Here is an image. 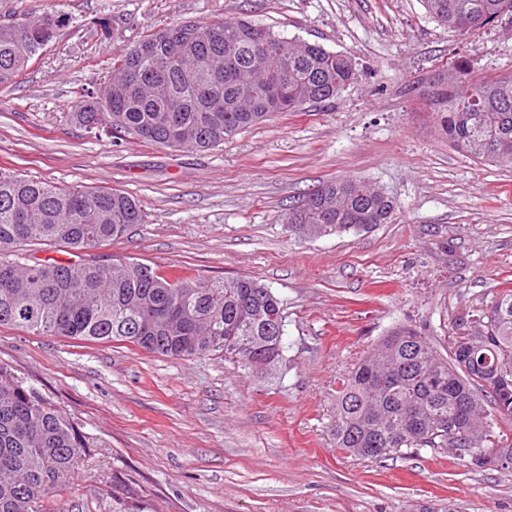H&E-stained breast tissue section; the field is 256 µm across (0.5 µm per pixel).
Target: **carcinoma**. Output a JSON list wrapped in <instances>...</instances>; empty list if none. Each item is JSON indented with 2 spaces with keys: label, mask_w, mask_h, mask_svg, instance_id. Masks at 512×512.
<instances>
[{
  "label": "carcinoma",
  "mask_w": 512,
  "mask_h": 512,
  "mask_svg": "<svg viewBox=\"0 0 512 512\" xmlns=\"http://www.w3.org/2000/svg\"><path fill=\"white\" fill-rule=\"evenodd\" d=\"M433 19L472 34L505 16L512 0H422ZM54 11L0 23V87L57 38ZM114 75L80 97L67 121L96 137L175 150H210L283 112L335 98L357 75L352 59L288 39L246 19L180 23L112 57ZM448 140L459 151L512 167V73L474 81L452 65ZM284 221L301 240L387 224L395 201L362 178L329 180ZM139 201L118 190L60 187L0 169V327L91 342H125L148 353L215 357L274 375L286 363L283 303L255 278L202 280L133 259L32 258L33 241L86 253L142 223ZM494 416H484L485 406ZM512 288L503 287L464 325L451 324L446 354L396 326L345 377L336 394V447L382 459L454 449L475 469L512 467ZM79 428L0 365V512H45L37 493L58 491L88 455Z\"/></svg>",
  "instance_id": "1"
}]
</instances>
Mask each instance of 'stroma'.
Instances as JSON below:
<instances>
[{
  "mask_svg": "<svg viewBox=\"0 0 512 512\" xmlns=\"http://www.w3.org/2000/svg\"><path fill=\"white\" fill-rule=\"evenodd\" d=\"M55 8L66 25L0 87V167L128 192L142 224L100 246L209 279L249 275L286 314L288 364L267 381L220 359L0 328V364L63 410L91 455L47 512H512V470L423 449L362 460L331 435L341 380L394 326L440 341L512 282V168L448 141V66L512 71V21L462 36L421 0H0V17ZM245 18L350 56L340 97L205 151L100 139L66 122L151 31ZM361 177L392 197L389 224L301 241L282 216L323 182Z\"/></svg>",
  "mask_w": 512,
  "mask_h": 512,
  "instance_id": "obj_1",
  "label": "stroma"
}]
</instances>
